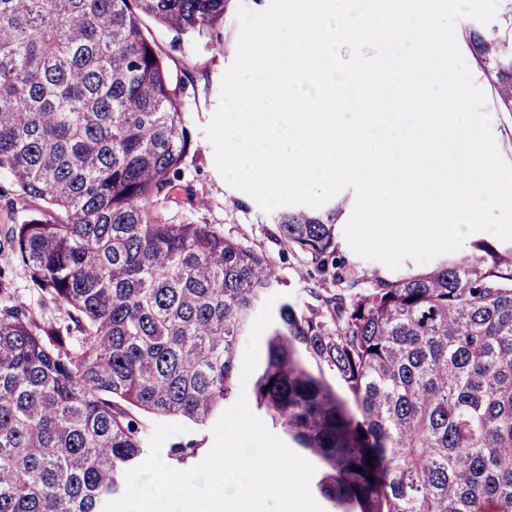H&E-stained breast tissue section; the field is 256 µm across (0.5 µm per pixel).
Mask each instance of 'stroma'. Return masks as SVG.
Returning a JSON list of instances; mask_svg holds the SVG:
<instances>
[{"instance_id":"stroma-1","label":"stroma","mask_w":512,"mask_h":512,"mask_svg":"<svg viewBox=\"0 0 512 512\" xmlns=\"http://www.w3.org/2000/svg\"><path fill=\"white\" fill-rule=\"evenodd\" d=\"M246 5L254 11L264 10L269 0H231L224 15L221 49L206 48L196 42L173 47L172 33H164L162 47L168 53V64L175 76L185 83L184 98L191 110L187 123L191 135L190 149L182 166L180 189L169 210L176 219L211 224L223 230L225 237L270 257L281 281L283 298L303 302L309 288H335L331 273L319 270L310 257L291 251L280 238L274 213L263 212L246 193L231 187L215 165L214 148L206 128L220 105L221 83L233 63L239 35L237 10ZM470 71L475 84L486 96V110L498 151L512 164V112L504 111L494 90L478 66ZM337 261L346 274L356 277H399L424 271L425 266L414 259H405L398 269L361 257L349 246L345 236H337ZM0 236V272L11 288L13 303L41 313L39 296L25 270L20 267Z\"/></svg>"}]
</instances>
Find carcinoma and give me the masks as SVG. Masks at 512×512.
<instances>
[{
  "label": "carcinoma",
  "instance_id": "1",
  "mask_svg": "<svg viewBox=\"0 0 512 512\" xmlns=\"http://www.w3.org/2000/svg\"><path fill=\"white\" fill-rule=\"evenodd\" d=\"M230 2L0 0L6 243L59 312L0 308V512H103L143 459L136 415L204 425L234 393L280 281L266 255L169 215L189 108L142 23L218 49ZM462 41L512 112V35ZM340 212H282L280 236L334 265ZM335 278L278 305L253 383L320 463V494L336 512H512V245Z\"/></svg>",
  "mask_w": 512,
  "mask_h": 512
}]
</instances>
